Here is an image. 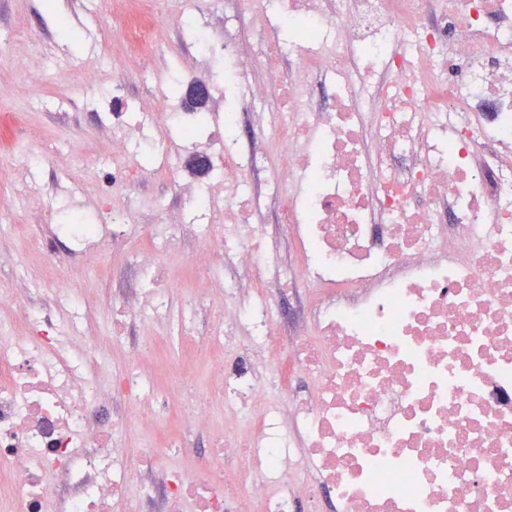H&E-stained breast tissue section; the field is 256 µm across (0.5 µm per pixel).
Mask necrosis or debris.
<instances>
[{
  "instance_id": "obj_1",
  "label": "necrosis or debris",
  "mask_w": 512,
  "mask_h": 512,
  "mask_svg": "<svg viewBox=\"0 0 512 512\" xmlns=\"http://www.w3.org/2000/svg\"><path fill=\"white\" fill-rule=\"evenodd\" d=\"M226 24L277 20L287 41L250 48L211 38L235 74L262 67L220 121L198 136L185 113L162 114L224 177L206 197L224 234L170 224L158 243L204 239L196 268L230 266L224 306L191 353L215 384L191 404L159 394L139 366L160 337L128 352L101 405L93 353H65L55 321L0 285V512H142L160 472L165 512H512V0H226ZM252 115L250 147L238 129ZM77 224L78 238L131 227ZM274 204L295 267L274 266L260 203ZM153 287L112 307V339L173 286L158 262ZM310 289L285 328L279 294ZM247 325V349L227 341ZM311 382L298 396L294 383ZM181 425L224 418L196 473L175 463L173 433L131 455L153 405Z\"/></svg>"
}]
</instances>
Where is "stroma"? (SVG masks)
<instances>
[{
	"label": "stroma",
	"instance_id": "stroma-1",
	"mask_svg": "<svg viewBox=\"0 0 512 512\" xmlns=\"http://www.w3.org/2000/svg\"><path fill=\"white\" fill-rule=\"evenodd\" d=\"M145 8L154 21L152 44L138 47L114 39L113 23ZM193 31L223 36L224 0H0V87L13 90L0 97V115L12 121L0 129V283L10 284L16 266L25 265L32 298L50 307L58 323L67 324L72 313L56 298L50 277L73 278L93 307L92 333L98 341L92 346L77 336L69 346L77 353L95 347L106 383L124 368L128 344L148 331L168 339L145 361L149 376L166 386L191 385L198 391L207 382L166 318L142 313L130 323L124 344H113L112 302L128 285L113 279L112 271L124 261L100 241L84 246L79 266L71 267L69 253L77 246L60 230L74 216L87 224L105 223L112 115L128 112L156 141L155 155L142 152L128 159L133 250H149L151 229L159 224H202L220 234L223 216L196 211L180 191L185 182L207 186L212 172L159 123L161 110L170 103L184 112L190 109L185 94L175 93L173 76L186 85H206L203 110L210 115L223 111L225 91L237 89L225 79L223 60L196 49L189 38ZM117 82L122 93L116 98L112 86ZM20 125L30 127L32 137L15 136ZM46 140L55 142V152L30 163L34 147ZM50 254L59 261L52 271L45 266ZM166 264L181 283L175 300L194 286L204 292L202 310L223 306V275L198 272L184 252L169 255Z\"/></svg>",
	"mask_w": 512,
	"mask_h": 512
}]
</instances>
